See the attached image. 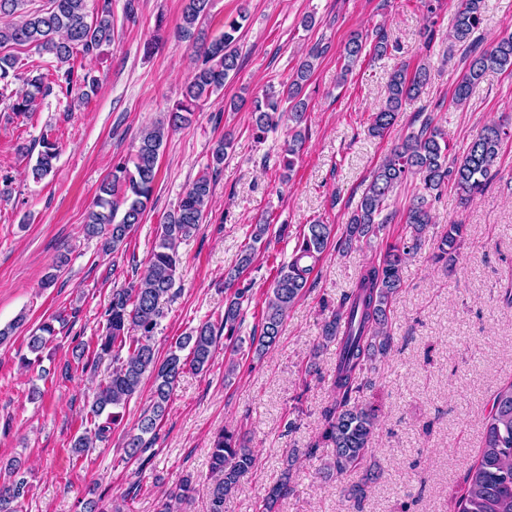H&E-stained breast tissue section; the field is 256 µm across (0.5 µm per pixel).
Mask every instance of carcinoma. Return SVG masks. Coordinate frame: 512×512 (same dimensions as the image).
<instances>
[{"mask_svg": "<svg viewBox=\"0 0 512 512\" xmlns=\"http://www.w3.org/2000/svg\"><path fill=\"white\" fill-rule=\"evenodd\" d=\"M485 0H457L453 39L464 46L470 61L457 80L451 103L467 104L474 88L489 72L512 74V33L501 36L490 47L477 50L473 34L480 27ZM24 0H0V17L20 16L18 22L0 27V49L8 45H31L40 53L56 60L53 71L38 73L16 91L11 111L26 116L37 110L38 101L57 93L63 97L77 95L89 98L98 86V79L77 58L93 55L111 42L113 24L110 0L101 7L88 10V0H49L46 9L23 10ZM212 0H185L180 32L193 39L201 18L209 12ZM241 23L232 20L224 25L218 38L194 47L196 64L192 79L186 86L184 100L168 113L165 121L146 128L134 153L118 159L112 167V177L100 187V193L89 211L86 232L103 238V250L123 249L133 227L140 223L150 202L159 174V155L167 134L190 122L191 116L212 94L224 89L230 75L239 67V31ZM366 40L357 32L344 46L339 81L346 82L362 57ZM315 47L308 54L289 83L280 90L269 86L262 96H241L230 104L232 110L247 108L253 126L261 134L272 129L288 112L292 122L288 154L301 149L304 139L302 125L306 122L307 105L302 93L313 72L312 59L319 55ZM17 59L0 52V83L8 87L19 79ZM429 79L425 64L412 67L408 63L394 69L389 76L385 101L372 114L369 133L383 137L397 119L398 112L423 91ZM288 109H283V105ZM512 138V130L502 123L482 127L465 151L448 159V141L439 128L425 118L417 131L406 135L375 168L371 182L356 210L346 224L343 237L336 243L342 250L370 238L386 220L380 218L387 209L394 190L412 179L418 184V194L408 207L404 223L410 229L409 238L387 247L379 261L365 267L353 288L344 294L330 316L323 321L321 337L325 343L336 344L334 371L335 399L322 411V442L332 449V459L326 469L338 475L354 471L363 464L372 447L377 429V410L354 402L362 389L361 375L373 362L391 350L389 320L393 303L402 282V268L407 256L422 245V234L432 222L430 201L440 197L448 185H453L459 197L467 201L482 193L494 175L504 141ZM232 145V137H220L211 149L210 163L180 198L174 210L162 216L154 250L145 271L124 288L112 289L103 308L102 331L96 336L92 362L96 366L107 360L112 365L107 380L98 388L90 405L92 418L105 420L84 429L75 437L71 449L85 455L98 442H106L112 434L119 413L140 391L145 378L153 380L150 408L125 440L127 459H138L153 446L158 424L169 409L171 394L177 379L190 370L201 373L209 369L220 338L233 339L240 329L243 303L249 300V289L235 288L226 297L224 316L217 324L207 321L180 336L168 355L161 359L154 348V337L162 317V300L175 285L180 265L178 244L199 229L207 218V205L213 183ZM57 158L55 143L49 136L42 138V151L32 168L34 178L41 180L54 170ZM334 227L319 220L304 225L288 264L281 267L265 301L259 335L250 337V347L258 356L275 345L282 319L290 306L306 288L316 262L332 239ZM267 221L255 225L252 245L241 255L237 269L225 277L224 287L234 288L241 272L248 268L257 245L266 242ZM466 233V225L450 224L448 231L435 243V258L450 263ZM56 334L53 321L43 322L29 336L32 352L41 351ZM188 351L183 356L181 352ZM293 458L285 460L278 483L272 486L259 504V512H274L278 501L290 494L289 469ZM256 465L252 450L234 431H219L212 442L209 469L215 477L210 493V512H224V502L241 486L242 477ZM21 461L8 463L10 479L0 484V512H24L28 496L27 481L20 476ZM465 492L456 497L454 512H512V382L500 389L492 399L486 417L484 441L480 458L469 467ZM192 478L185 476L156 503V512H179L191 498ZM367 496V482H358L343 490L350 508L361 512Z\"/></svg>", "mask_w": 512, "mask_h": 512, "instance_id": "1", "label": "carcinoma"}]
</instances>
